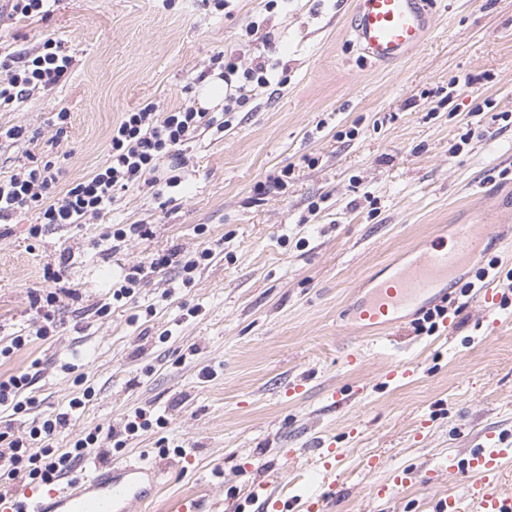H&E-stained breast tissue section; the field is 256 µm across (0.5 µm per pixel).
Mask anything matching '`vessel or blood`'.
<instances>
[{"label":"vessel or blood","instance_id":"b4317fda","mask_svg":"<svg viewBox=\"0 0 512 512\" xmlns=\"http://www.w3.org/2000/svg\"><path fill=\"white\" fill-rule=\"evenodd\" d=\"M429 7L428 0H358L356 38L365 56L392 64L421 46L430 32ZM496 235L492 226L462 224L451 244L432 241L410 264L375 280L355 307L358 328L383 333L407 314L445 297L448 281L480 260ZM509 458L512 444L504 440L472 449L468 469L475 480L464 494L441 499V512H512V491L497 487ZM166 471V465L141 458L114 460L52 488L0 491V512H137L159 492Z\"/></svg>","mask_w":512,"mask_h":512}]
</instances>
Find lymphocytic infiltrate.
<instances>
[{"label": "lymphocytic infiltrate", "mask_w": 512, "mask_h": 512, "mask_svg": "<svg viewBox=\"0 0 512 512\" xmlns=\"http://www.w3.org/2000/svg\"><path fill=\"white\" fill-rule=\"evenodd\" d=\"M211 66L225 68L227 75L241 74L242 84L224 98L222 115L216 116L205 109L186 104L169 111L159 110L154 103L123 113L112 127L108 158L91 176L73 183L62 196L52 193L60 171L49 160L31 161L0 178V219H8L21 210H34L39 221L31 225V237H38L46 224H83L97 217L111 205L116 191L131 185H145L155 196H162L164 187L180 183L179 172L185 163L184 151L210 128L228 127L229 116L238 112L249 99L263 97L271 87L265 61L237 72L233 65L225 64L223 53H216ZM72 58L62 49V43L45 37L35 50L13 51L0 58V110L20 107L32 91L57 85L68 74ZM167 165L170 175L159 179L160 165ZM211 249L197 252L195 257L181 256L179 250L170 249L151 254L147 266L131 267L113 289V300L133 297L144 270L179 268L183 283H191L193 274L202 261L208 260ZM44 278L50 286L32 294L30 306L35 318L27 335L11 337L9 345L0 346V358L11 357L23 349L30 337L45 339L60 325L57 313L63 299H75L76 289L63 286L61 275L46 268ZM34 380L33 374L21 371L0 379V413L25 415L35 407L34 397L27 391ZM81 401L70 404L69 411L39 423H32L27 435H15L11 425L0 426V477L20 480L40 486H50L70 472L86 455L89 448L99 444L98 430L88 431L71 448L58 451L51 445L52 437L68 428L73 410L81 408Z\"/></svg>", "instance_id": "1"}]
</instances>
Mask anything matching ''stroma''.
I'll return each mask as SVG.
<instances>
[{
  "label": "stroma",
  "instance_id": "1",
  "mask_svg": "<svg viewBox=\"0 0 512 512\" xmlns=\"http://www.w3.org/2000/svg\"><path fill=\"white\" fill-rule=\"evenodd\" d=\"M355 7L59 0L42 19L0 18V45L31 50L52 33L73 59L66 80L0 112L1 129L34 136L0 142V176L49 156L61 191L105 163L122 113L197 99L213 52L238 67L234 84L260 55L280 80L270 99L248 101L228 128L185 150L179 205L159 208L131 186L87 224H49L34 239L36 215L22 212L0 227V338L27 331L46 264L61 265L78 292L54 336L0 360L2 377L34 362L40 369L28 390L37 405L14 431L25 434L87 389L92 397L55 447L96 427L110 433L142 410L161 417L163 426L122 449H91L82 464L107 454L162 463L160 446L185 448L141 512H172L184 496L258 512L251 491L260 484L288 498V512L316 497L332 498V512H438L439 499L472 483V448L512 442V303L488 313L477 292L456 289L446 303L450 334L411 318L386 340L354 327L371 278L455 225L512 205V124L503 120L512 115V0H436L425 42L390 66L359 49ZM63 107L70 123L59 136L50 119ZM285 168L286 188L258 195ZM143 220L153 238L113 250V225ZM205 239L212 256L190 285L176 270L157 271L132 301L113 304L112 287L130 267L171 248L194 254ZM353 350L361 358L351 365ZM68 362L74 372L64 371ZM399 363L411 377L388 380ZM335 392L349 397L343 409L330 406ZM322 439L344 453L330 482L313 463ZM401 472L408 483L394 484Z\"/></svg>",
  "mask_w": 512,
  "mask_h": 512
}]
</instances>
